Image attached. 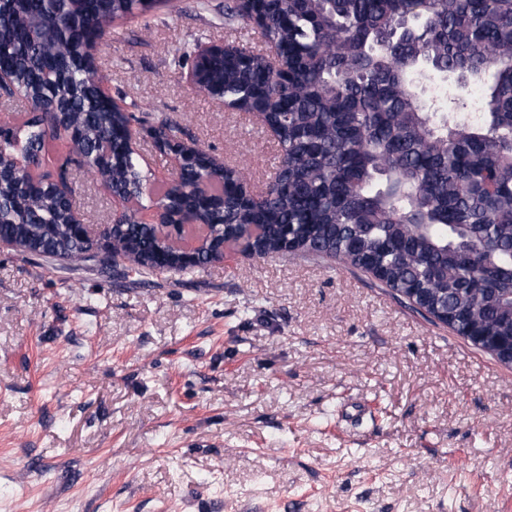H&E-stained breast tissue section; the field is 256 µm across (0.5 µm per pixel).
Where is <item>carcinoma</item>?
<instances>
[{"mask_svg":"<svg viewBox=\"0 0 512 512\" xmlns=\"http://www.w3.org/2000/svg\"><path fill=\"white\" fill-rule=\"evenodd\" d=\"M140 15L137 0H109L103 12L77 2L71 15L55 0H0V65L17 77L15 94L59 105L52 116L26 114L0 143L20 145L29 172L0 189V232L38 250L25 258L85 251L70 231L68 207L40 172L58 140L52 125L74 128L62 166L104 175L117 189L144 180L127 153L125 133L150 116L109 111L86 86L84 38L112 19ZM421 20L419 38L393 59L389 35L401 20ZM43 36H30L33 23ZM288 50L294 68L277 77L247 49L208 69V83L241 112L260 109L280 130V160L265 189L242 199L244 173L212 174L204 153L184 166L207 191L190 197L166 189L169 211L187 209L201 223L182 243L135 216L116 226V245L81 262L107 267L122 257L135 280L167 272L181 245L200 240L189 273L212 262L210 241L242 252L322 255L365 272L429 310L456 315V331L479 326L512 334V0H277L259 31ZM494 82L484 112L470 120L447 111L445 78Z\"/></svg>","mask_w":512,"mask_h":512,"instance_id":"carcinoma-1","label":"carcinoma"}]
</instances>
